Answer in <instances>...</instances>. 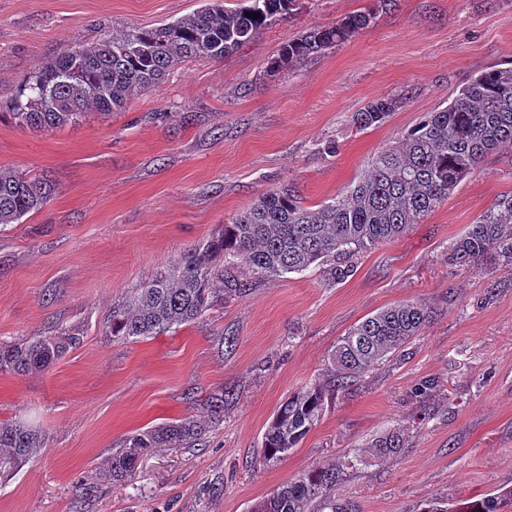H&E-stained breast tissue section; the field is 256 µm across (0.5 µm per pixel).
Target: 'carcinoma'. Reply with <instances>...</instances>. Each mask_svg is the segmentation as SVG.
<instances>
[{"instance_id":"obj_1","label":"carcinoma","mask_w":512,"mask_h":512,"mask_svg":"<svg viewBox=\"0 0 512 512\" xmlns=\"http://www.w3.org/2000/svg\"><path fill=\"white\" fill-rule=\"evenodd\" d=\"M296 0H244L233 7L216 2L151 28L106 31L90 46L72 43L24 78L0 112L21 127L43 130L77 123L89 107L106 114L163 79L186 58L222 59L252 41ZM376 18L375 9L350 14L288 41L267 62L264 75L345 44ZM398 107L378 98L352 113L363 131L386 121ZM512 144V67L490 68L462 86L448 105L426 113L392 148L374 155L367 173L314 207L301 204L288 187L272 189L236 214L216 236L201 240L175 263L112 304L106 335L117 340L148 338L176 331L205 316L226 297H242L253 282L238 275L246 267L256 278L300 273L330 263L335 283L352 276L353 257L397 239L425 218L483 161ZM54 186L24 173L0 171V227L17 224L42 208ZM482 262L512 274V193L502 196L464 235L448 243V264ZM430 319L413 303L383 308L339 337L329 355L331 375L290 396L266 428L258 462L285 459L322 418L325 401L337 390L376 368L419 335ZM77 326H60L51 336L0 342V373L26 375L53 368L83 343ZM234 394L222 388L204 399L207 415L139 430L123 439L109 465L88 472L76 486V500L89 502L115 483L136 479L139 460L156 448H204L210 433L224 425ZM42 432L24 422H0V476L12 475L43 448ZM403 447L396 433L375 438L368 453L394 456ZM354 466L312 467L277 487L251 512H346L329 497ZM458 512H512V490L461 504Z\"/></svg>"}]
</instances>
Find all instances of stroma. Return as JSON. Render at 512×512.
I'll return each mask as SVG.
<instances>
[{
  "label": "stroma",
  "mask_w": 512,
  "mask_h": 512,
  "mask_svg": "<svg viewBox=\"0 0 512 512\" xmlns=\"http://www.w3.org/2000/svg\"><path fill=\"white\" fill-rule=\"evenodd\" d=\"M206 0H0V104L71 42L153 27ZM377 0H297L221 60L189 58L122 110L33 131L0 122V170L49 180L55 194L0 229V341L85 330L51 371L0 376V422L44 431L40 454L0 478V512H74L73 487L128 434L192 414L190 388L235 389L239 401L201 451L145 456L136 480L90 512H249L281 483L340 464L383 434L397 456L348 470L332 491L349 512H450L512 488V274L453 268L448 243L512 192V147L478 168L403 237L327 268L256 280L203 322L148 339L106 336L112 304L264 192L292 187L305 205L360 177L423 113L445 107L480 71L512 62V0H394L348 43L266 77L268 59L303 32ZM380 97L400 107L356 131L353 112ZM333 141L336 155L318 150ZM431 309L420 336L337 392L320 422L275 466L256 464L288 395L325 379L336 340L379 309ZM233 330L232 352L214 336Z\"/></svg>",
  "instance_id": "obj_1"
}]
</instances>
